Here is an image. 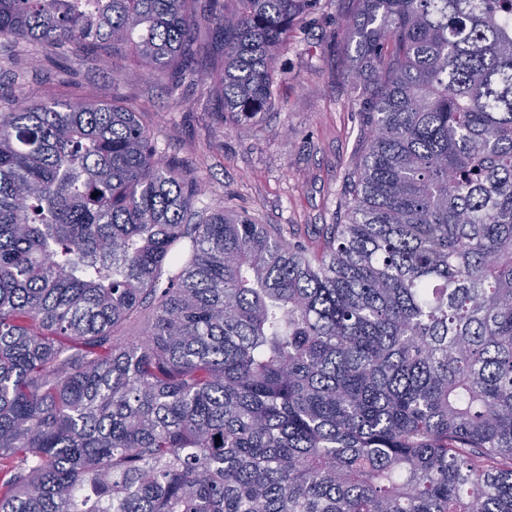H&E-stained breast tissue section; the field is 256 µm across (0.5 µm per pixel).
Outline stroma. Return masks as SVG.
Returning a JSON list of instances; mask_svg holds the SVG:
<instances>
[{"mask_svg":"<svg viewBox=\"0 0 512 512\" xmlns=\"http://www.w3.org/2000/svg\"><path fill=\"white\" fill-rule=\"evenodd\" d=\"M353 8L352 0H326L308 16L277 61L280 96L252 128L218 121L212 92L191 79L174 95L150 77L117 86L111 69L40 43L0 47V93L36 103L61 89L146 105L142 120L160 155L205 182L198 209L245 214L312 247L339 222L347 173L366 147L368 115L350 78L356 48L346 22Z\"/></svg>","mask_w":512,"mask_h":512,"instance_id":"obj_1","label":"stroma"}]
</instances>
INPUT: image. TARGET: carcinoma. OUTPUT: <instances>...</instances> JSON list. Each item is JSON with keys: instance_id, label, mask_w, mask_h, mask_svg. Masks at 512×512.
Masks as SVG:
<instances>
[{"instance_id": "1", "label": "carcinoma", "mask_w": 512, "mask_h": 512, "mask_svg": "<svg viewBox=\"0 0 512 512\" xmlns=\"http://www.w3.org/2000/svg\"><path fill=\"white\" fill-rule=\"evenodd\" d=\"M320 4L0 0V39L253 127ZM356 4L316 248L198 210L139 106L0 96V512H512V0Z\"/></svg>"}]
</instances>
